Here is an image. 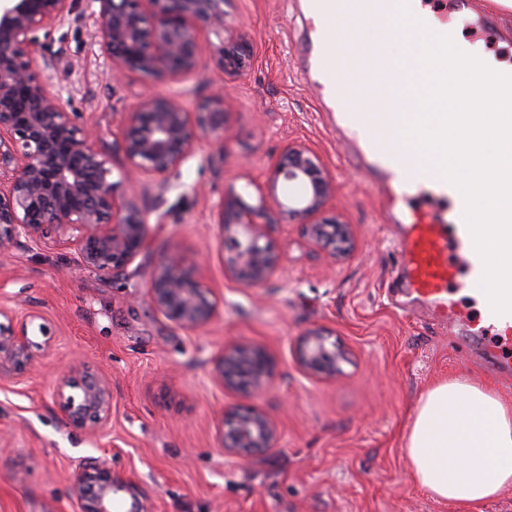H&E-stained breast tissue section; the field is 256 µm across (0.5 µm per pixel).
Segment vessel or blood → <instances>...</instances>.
Here are the masks:
<instances>
[{
	"instance_id": "1",
	"label": "vessel or blood",
	"mask_w": 512,
	"mask_h": 512,
	"mask_svg": "<svg viewBox=\"0 0 512 512\" xmlns=\"http://www.w3.org/2000/svg\"><path fill=\"white\" fill-rule=\"evenodd\" d=\"M362 17L382 15L390 22V33H398L403 21L398 0H342ZM307 83L318 85L328 77V91L322 102L328 120L337 133L348 137L367 178L380 182L378 191L387 200L408 197L432 186L439 195H447L452 185L439 170L425 163L408 160L401 154L385 150L384 142L396 128V115L383 112H359L354 102L337 90L333 74L357 78L366 93L376 94L395 80L397 67L380 50H372L366 62L351 65L338 59L324 39H316L302 49ZM463 207L454 214L444 211L392 209L385 215L395 238L398 261L390 282L392 297L401 307L426 306L440 324H448L455 314L448 296V284L455 280L459 268H466L471 287H478L483 272L471 234L463 219Z\"/></svg>"
}]
</instances>
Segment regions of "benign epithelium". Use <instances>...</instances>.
<instances>
[{
	"label": "benign epithelium",
	"instance_id": "1",
	"mask_svg": "<svg viewBox=\"0 0 512 512\" xmlns=\"http://www.w3.org/2000/svg\"><path fill=\"white\" fill-rule=\"evenodd\" d=\"M101 24L99 42L110 54L117 74L139 73L148 78L196 71L202 40H207L215 70L242 73L253 59L244 34L227 19L224 0H95ZM75 0H0V250L27 239L36 244L53 238L74 248L77 263L86 270L114 279L127 275L128 266L147 246L144 215L116 194L108 180L106 160L98 150V133L77 124L63 97L51 93L37 71L51 68L39 55L36 33L50 35L70 22ZM232 136L224 94L219 93L190 112L173 95L149 93L126 112L125 129L115 146L132 173L149 174L165 183L194 154L195 145L211 137ZM336 191L333 177L320 156L301 142H290L271 165L258 203L231 193L217 207L224 230V275L232 281L263 285L275 274L280 256L270 235L281 220L304 223L311 244L332 259L346 256L337 237L350 238L348 226L324 216ZM150 303L168 321L193 331L216 314L207 289L173 261L161 263L149 287ZM0 360L18 372L32 363L29 326L32 312L17 326L11 310L0 305ZM333 333L310 330L299 338L296 356L307 372L336 376L343 358ZM252 366L250 382L241 386L233 367ZM214 379L234 393L264 391L272 376L265 352L235 344L215 365ZM69 389L79 394L67 393ZM57 403L67 423L95 431L111 413L106 381L97 376H64L56 387ZM218 433L224 453L250 458L271 448L275 424L257 411L235 405L222 409ZM80 512H112L113 499L126 496L147 512L133 486L112 471V465L93 458L78 467L71 479Z\"/></svg>",
	"mask_w": 512,
	"mask_h": 512
}]
</instances>
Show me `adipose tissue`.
Returning a JSON list of instances; mask_svg holds the SVG:
<instances>
[{"label": "adipose tissue", "mask_w": 512, "mask_h": 512, "mask_svg": "<svg viewBox=\"0 0 512 512\" xmlns=\"http://www.w3.org/2000/svg\"><path fill=\"white\" fill-rule=\"evenodd\" d=\"M405 448L423 490L475 512L512 490V400L464 372L439 381L420 397Z\"/></svg>", "instance_id": "1"}]
</instances>
